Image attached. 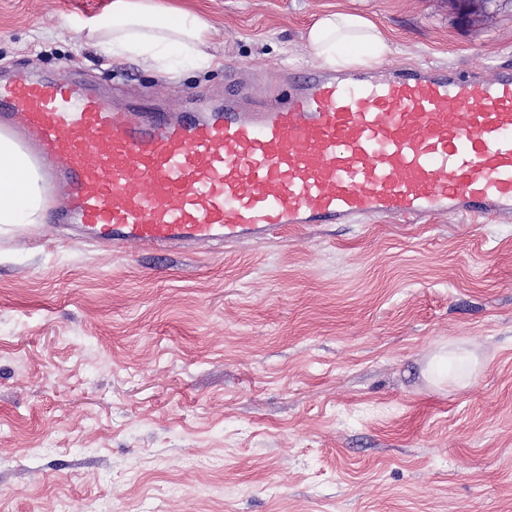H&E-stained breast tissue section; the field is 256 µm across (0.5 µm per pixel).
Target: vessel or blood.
I'll return each mask as SVG.
<instances>
[{"instance_id":"vessel-or-blood-1","label":"vessel or blood","mask_w":512,"mask_h":512,"mask_svg":"<svg viewBox=\"0 0 512 512\" xmlns=\"http://www.w3.org/2000/svg\"><path fill=\"white\" fill-rule=\"evenodd\" d=\"M0 134L58 189L56 223L164 252L373 218L512 212V73L309 69L288 98L133 120L79 81L0 80Z\"/></svg>"}]
</instances>
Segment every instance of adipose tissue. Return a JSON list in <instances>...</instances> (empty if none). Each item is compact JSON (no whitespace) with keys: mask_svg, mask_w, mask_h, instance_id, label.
Segmentation results:
<instances>
[{"mask_svg":"<svg viewBox=\"0 0 512 512\" xmlns=\"http://www.w3.org/2000/svg\"><path fill=\"white\" fill-rule=\"evenodd\" d=\"M210 29L204 15L167 0H113L111 10L95 18L89 36L106 58L144 57L158 71L173 74L183 62L199 68L222 64V57L209 50ZM306 41L317 62L333 69L369 68L392 50L373 21L346 11L318 17ZM48 201L30 155L13 138L0 134V227L38 223Z\"/></svg>","mask_w":512,"mask_h":512,"instance_id":"1","label":"adipose tissue"}]
</instances>
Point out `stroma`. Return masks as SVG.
<instances>
[{
	"label": "stroma",
	"instance_id": "stroma-1",
	"mask_svg": "<svg viewBox=\"0 0 512 512\" xmlns=\"http://www.w3.org/2000/svg\"><path fill=\"white\" fill-rule=\"evenodd\" d=\"M222 66L106 62L112 0H0V73H71L131 106L287 93L324 11L379 67L512 70V0H179ZM46 208L0 229V512H512V214L326 224L220 249L119 251ZM469 352L456 379L432 365Z\"/></svg>",
	"mask_w": 512,
	"mask_h": 512
}]
</instances>
